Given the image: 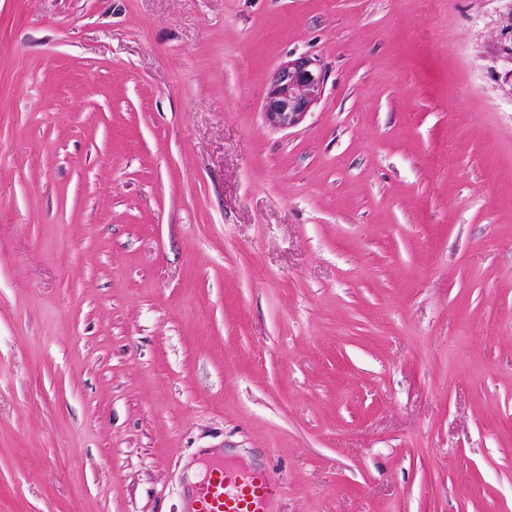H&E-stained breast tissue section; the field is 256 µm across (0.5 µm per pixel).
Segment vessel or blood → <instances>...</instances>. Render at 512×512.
I'll return each mask as SVG.
<instances>
[{"label": "vessel or blood", "instance_id": "b4317fda", "mask_svg": "<svg viewBox=\"0 0 512 512\" xmlns=\"http://www.w3.org/2000/svg\"><path fill=\"white\" fill-rule=\"evenodd\" d=\"M278 491V485L264 471L217 465L196 488L192 512H272Z\"/></svg>", "mask_w": 512, "mask_h": 512}]
</instances>
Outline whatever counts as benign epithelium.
<instances>
[{
  "label": "benign epithelium",
  "mask_w": 512,
  "mask_h": 512,
  "mask_svg": "<svg viewBox=\"0 0 512 512\" xmlns=\"http://www.w3.org/2000/svg\"><path fill=\"white\" fill-rule=\"evenodd\" d=\"M324 82L323 66L307 55L281 65L263 103L266 121L281 129L298 125L319 99Z\"/></svg>",
  "instance_id": "benign-epithelium-1"
}]
</instances>
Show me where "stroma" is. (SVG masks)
Listing matches in <instances>:
<instances>
[{"mask_svg": "<svg viewBox=\"0 0 512 512\" xmlns=\"http://www.w3.org/2000/svg\"><path fill=\"white\" fill-rule=\"evenodd\" d=\"M511 19L0 0V512H512ZM324 82L323 66L307 55L281 65L263 103L266 121L281 129L298 125L319 99ZM278 491V485L264 471L215 465L196 488L189 512H273Z\"/></svg>", "mask_w": 512, "mask_h": 512, "instance_id": "1", "label": "stroma"}]
</instances>
